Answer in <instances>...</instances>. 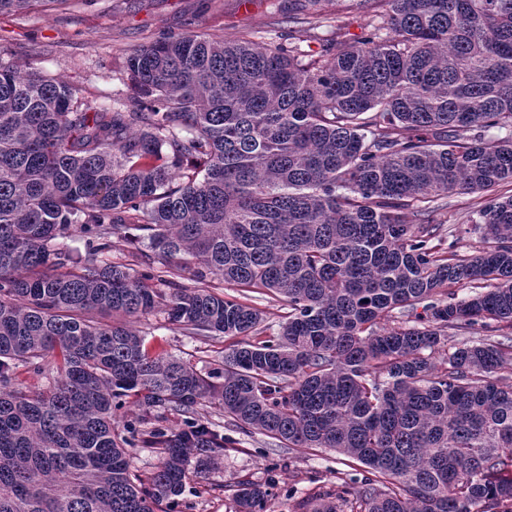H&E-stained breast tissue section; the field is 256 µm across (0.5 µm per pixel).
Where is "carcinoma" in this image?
<instances>
[{"instance_id":"obj_1","label":"carcinoma","mask_w":512,"mask_h":512,"mask_svg":"<svg viewBox=\"0 0 512 512\" xmlns=\"http://www.w3.org/2000/svg\"><path fill=\"white\" fill-rule=\"evenodd\" d=\"M325 2L293 0L288 22L316 38ZM355 9L366 33L316 54L161 37L125 59L130 112L0 64V512H160L224 451L208 405L368 469L304 512H512V336L460 335L512 328V0H336ZM470 193L493 195L481 246L446 251L438 201ZM131 237L159 266L105 258ZM214 278L288 316L205 374L105 321L254 332L262 312ZM130 397L144 415L124 421ZM269 495L239 484L236 512ZM157 462L158 454L151 448H138L131 456L132 469L144 480L153 473Z\"/></svg>"}]
</instances>
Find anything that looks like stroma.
<instances>
[{
  "mask_svg": "<svg viewBox=\"0 0 512 512\" xmlns=\"http://www.w3.org/2000/svg\"><path fill=\"white\" fill-rule=\"evenodd\" d=\"M229 40L258 31L265 37L287 32L288 0H68L66 6L42 5L8 17L0 16V63L23 65L82 88L90 110L119 101L128 104L131 91L122 62L135 48L187 27ZM484 202L481 195L448 197L438 219L452 228L445 247L474 251L479 235L471 217ZM225 297L241 299L260 309L263 321L251 333L254 341L276 335L288 312L272 294H242L214 280ZM127 325L139 330L149 353H166L198 370L213 368L221 352L235 344L232 336H199L170 324L155 312L130 317ZM230 442L217 466L190 477L173 512H235L238 483L271 484L267 512H299L303 499L335 489L339 479L360 477L361 464L341 462L330 450L283 448L275 440L239 429L223 419Z\"/></svg>",
  "mask_w": 512,
  "mask_h": 512,
  "instance_id": "35a3bbf8",
  "label": "stroma"
}]
</instances>
